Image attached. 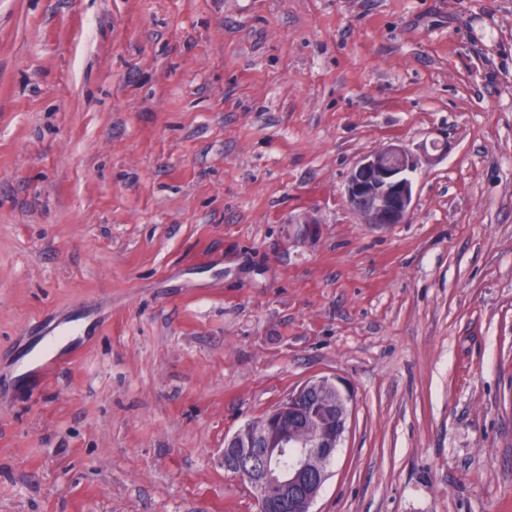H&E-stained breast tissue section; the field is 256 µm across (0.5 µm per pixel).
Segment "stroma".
I'll return each instance as SVG.
<instances>
[{
	"instance_id": "obj_1",
	"label": "stroma",
	"mask_w": 512,
	"mask_h": 512,
	"mask_svg": "<svg viewBox=\"0 0 512 512\" xmlns=\"http://www.w3.org/2000/svg\"><path fill=\"white\" fill-rule=\"evenodd\" d=\"M319 377L314 512H512V0H0V512H259L224 440ZM416 158L390 143L362 157L349 171L343 196L362 224H405L413 209Z\"/></svg>"
}]
</instances>
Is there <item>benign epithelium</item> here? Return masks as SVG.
I'll return each instance as SVG.
<instances>
[{"label":"benign epithelium","mask_w":512,"mask_h":512,"mask_svg":"<svg viewBox=\"0 0 512 512\" xmlns=\"http://www.w3.org/2000/svg\"><path fill=\"white\" fill-rule=\"evenodd\" d=\"M416 168L417 160L409 151L390 143L351 168L343 188L344 199L363 224H404L413 209L411 173ZM326 392L333 395L331 416L335 424L314 438H300L291 416L301 401ZM350 401L342 382L326 377L308 380L265 417L262 430L254 433L243 426L224 440L226 470L242 476L244 471L256 469L257 480L251 487L260 512H270L268 504L289 512H313V503L329 476L328 464L343 440ZM254 443L265 445L257 457L249 454Z\"/></svg>","instance_id":"benign-epithelium-1"}]
</instances>
